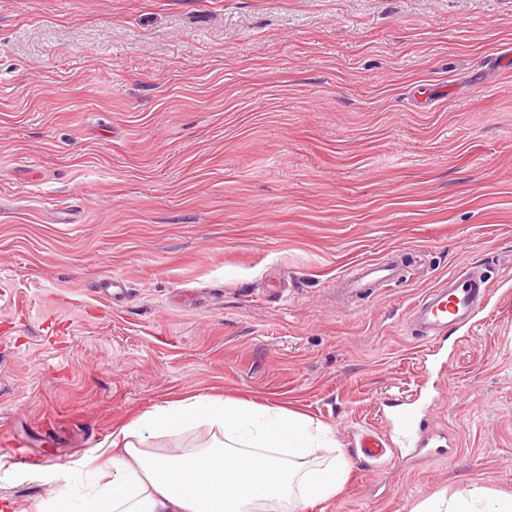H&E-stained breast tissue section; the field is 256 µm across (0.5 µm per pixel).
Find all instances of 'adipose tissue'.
I'll return each mask as SVG.
<instances>
[{"mask_svg": "<svg viewBox=\"0 0 512 512\" xmlns=\"http://www.w3.org/2000/svg\"><path fill=\"white\" fill-rule=\"evenodd\" d=\"M207 428L205 441L178 453L157 439ZM306 416L283 408L189 395L125 424L76 465L93 475L75 501L45 498L37 512H308L340 491L349 464L330 457L309 468L306 458L327 447ZM419 512H512L481 489L428 500Z\"/></svg>", "mask_w": 512, "mask_h": 512, "instance_id": "1", "label": "adipose tissue"}]
</instances>
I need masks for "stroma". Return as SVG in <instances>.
Returning a JSON list of instances; mask_svg holds the SVG:
<instances>
[{
    "label": "stroma",
    "mask_w": 512,
    "mask_h": 512,
    "mask_svg": "<svg viewBox=\"0 0 512 512\" xmlns=\"http://www.w3.org/2000/svg\"><path fill=\"white\" fill-rule=\"evenodd\" d=\"M392 257L398 281L341 293ZM476 262L512 276V0H0L13 512L190 392L300 412L351 461L387 402L454 437L352 461L312 512L512 496V303L434 356L407 324Z\"/></svg>",
    "instance_id": "obj_1"
}]
</instances>
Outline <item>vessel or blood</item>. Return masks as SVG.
Here are the masks:
<instances>
[{
	"label": "vessel or blood",
	"mask_w": 512,
	"mask_h": 512,
	"mask_svg": "<svg viewBox=\"0 0 512 512\" xmlns=\"http://www.w3.org/2000/svg\"><path fill=\"white\" fill-rule=\"evenodd\" d=\"M394 279L391 267L370 263L362 265L356 277L347 281L349 292L359 293L387 285ZM498 302L512 299V290L496 291L485 268L478 263L448 277L426 290L410 307L409 325L416 338L427 348H434L449 330L469 329L485 309L489 298ZM403 440L413 441L420 455H427L428 439L423 436L422 422L413 401L394 404L390 413ZM390 451L386 433L366 428L357 439L356 452L361 467L372 468L383 464Z\"/></svg>",
	"instance_id": "b4317fda"
}]
</instances>
